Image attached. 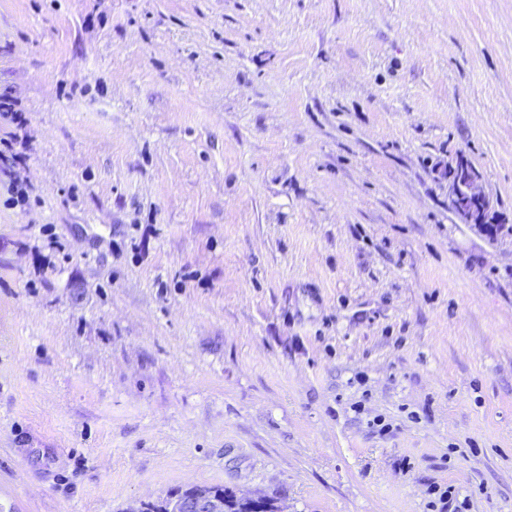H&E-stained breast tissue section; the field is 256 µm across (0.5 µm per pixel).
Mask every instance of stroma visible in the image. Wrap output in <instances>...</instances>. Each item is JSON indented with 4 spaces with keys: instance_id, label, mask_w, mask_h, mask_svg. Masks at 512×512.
<instances>
[{
    "instance_id": "35a3bbf8",
    "label": "stroma",
    "mask_w": 512,
    "mask_h": 512,
    "mask_svg": "<svg viewBox=\"0 0 512 512\" xmlns=\"http://www.w3.org/2000/svg\"><path fill=\"white\" fill-rule=\"evenodd\" d=\"M1 94L6 512H512V0H0ZM448 200L464 224L483 227L484 215L493 211L492 200L482 188L481 175L470 168L462 155L448 166ZM196 490L222 495L224 501L207 493H197L178 500L176 512H257L254 510L256 500L239 497L232 488L224 485L178 489L159 501L143 503L141 512H171L169 508L174 499L187 496Z\"/></svg>"
}]
</instances>
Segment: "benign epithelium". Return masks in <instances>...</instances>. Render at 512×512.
I'll return each instance as SVG.
<instances>
[{"mask_svg": "<svg viewBox=\"0 0 512 512\" xmlns=\"http://www.w3.org/2000/svg\"><path fill=\"white\" fill-rule=\"evenodd\" d=\"M448 200L452 210L465 224L483 226L485 215L492 214L493 203L481 185V175L459 155L448 166ZM176 512H224V501L207 493L178 500Z\"/></svg>", "mask_w": 512, "mask_h": 512, "instance_id": "obj_1", "label": "benign epithelium"}]
</instances>
